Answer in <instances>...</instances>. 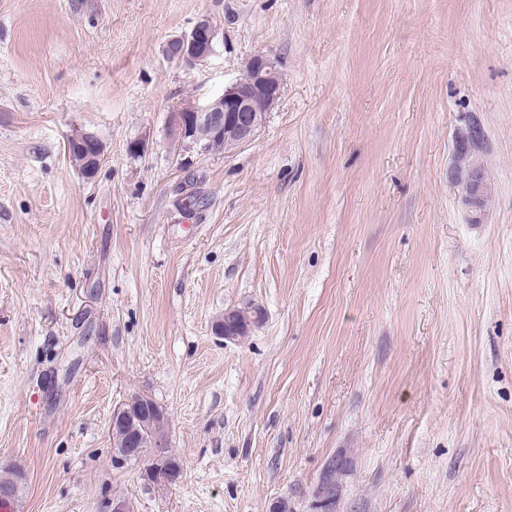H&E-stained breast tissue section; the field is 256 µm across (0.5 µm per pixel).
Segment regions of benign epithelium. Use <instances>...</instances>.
<instances>
[{
  "label": "benign epithelium",
  "instance_id": "7a95c632",
  "mask_svg": "<svg viewBox=\"0 0 512 512\" xmlns=\"http://www.w3.org/2000/svg\"><path fill=\"white\" fill-rule=\"evenodd\" d=\"M217 30L210 18H197L192 27L173 38L166 46V57L189 66L203 65L214 54ZM282 94V79L274 59L264 53L250 57L245 73L235 82L224 87L221 94L204 101L186 99L168 115L172 139L187 144L200 153L210 152L211 143L220 139L224 149L231 150L251 141L262 129L266 116ZM262 102L265 108L257 109ZM79 151L85 155L87 165L84 176L93 168H99L104 156V146L92 133L76 130L67 138L66 152ZM455 182L471 189L463 196V202L477 223H482L485 211L475 205L482 194L483 182L480 170L471 166L453 169ZM233 312L226 310L215 322V332L226 341L239 340V334L247 333V326L231 319ZM168 417L165 410L152 399L132 394L112 412L113 447L122 449L121 457L132 461L137 456L144 434H149L151 447L156 449L144 468V480L165 487L175 482L178 465L172 460L167 448ZM349 468V462L336 459V481H323L315 494V512H329L333 500L340 495L341 479Z\"/></svg>",
  "mask_w": 512,
  "mask_h": 512
}]
</instances>
